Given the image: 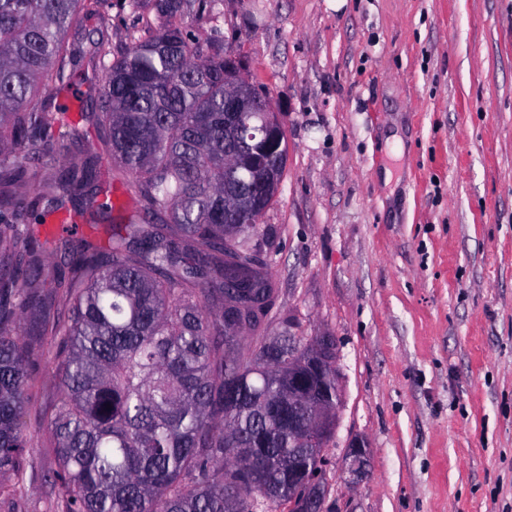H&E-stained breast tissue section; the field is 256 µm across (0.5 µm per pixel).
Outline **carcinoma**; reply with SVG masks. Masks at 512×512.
<instances>
[{"mask_svg": "<svg viewBox=\"0 0 512 512\" xmlns=\"http://www.w3.org/2000/svg\"><path fill=\"white\" fill-rule=\"evenodd\" d=\"M188 0H156L166 23L86 53L87 20L109 25L107 0H0V473L23 476L20 417L29 355L16 325L59 337L65 354L51 416L58 468L53 483L67 512H257L288 504V465H317L288 438V334L268 335L276 297L251 241L275 193L254 209L224 212L246 187L251 156L279 179L285 139L273 148L262 107L244 112L241 133L224 121V78L240 61L203 52L175 18ZM92 59L104 73L97 123L135 206L108 242H84L58 273L65 320L44 316L39 204L79 210L97 178V155L56 165L79 130L48 111L40 88L69 89ZM95 223L111 224L110 191L99 189ZM111 409H106V406Z\"/></svg>", "mask_w": 512, "mask_h": 512, "instance_id": "cac0c4a2", "label": "carcinoma"}]
</instances>
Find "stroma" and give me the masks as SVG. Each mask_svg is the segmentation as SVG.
Segmentation results:
<instances>
[{
  "label": "stroma",
  "instance_id": "stroma-1",
  "mask_svg": "<svg viewBox=\"0 0 512 512\" xmlns=\"http://www.w3.org/2000/svg\"><path fill=\"white\" fill-rule=\"evenodd\" d=\"M181 21L234 52L285 133L260 219L277 288L268 333L336 340L322 512H512V0H206ZM148 26L154 0L113 13V50ZM100 79L88 69L48 96L127 210L134 189L79 98ZM76 221L73 238L41 227L46 278L76 238L105 243ZM57 345L35 346L24 474L0 512H66L50 482Z\"/></svg>",
  "mask_w": 512,
  "mask_h": 512
}]
</instances>
